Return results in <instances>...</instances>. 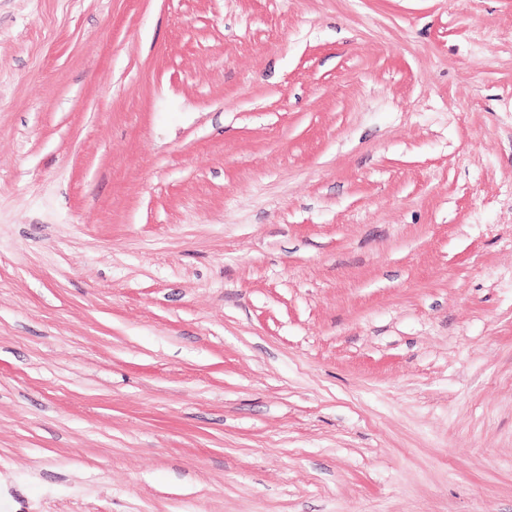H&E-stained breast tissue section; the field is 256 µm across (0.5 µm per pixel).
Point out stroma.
Returning a JSON list of instances; mask_svg holds the SVG:
<instances>
[{
	"label": "stroma",
	"instance_id": "1",
	"mask_svg": "<svg viewBox=\"0 0 512 512\" xmlns=\"http://www.w3.org/2000/svg\"><path fill=\"white\" fill-rule=\"evenodd\" d=\"M0 512H512V0H0Z\"/></svg>",
	"mask_w": 512,
	"mask_h": 512
}]
</instances>
